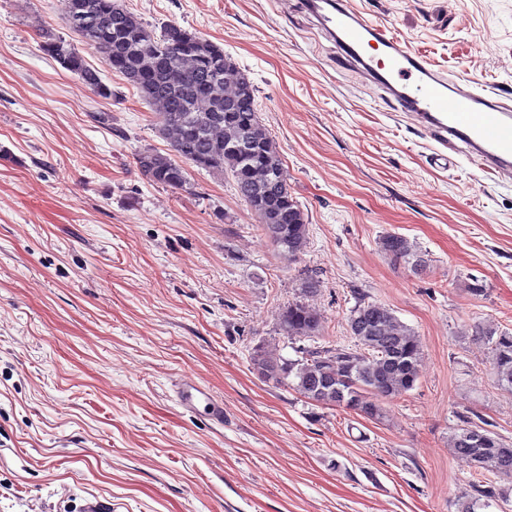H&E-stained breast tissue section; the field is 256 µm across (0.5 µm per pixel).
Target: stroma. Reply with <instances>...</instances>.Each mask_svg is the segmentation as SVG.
I'll use <instances>...</instances> for the list:
<instances>
[{"label": "stroma", "instance_id": "35a3bbf8", "mask_svg": "<svg viewBox=\"0 0 512 512\" xmlns=\"http://www.w3.org/2000/svg\"><path fill=\"white\" fill-rule=\"evenodd\" d=\"M409 48L512 93V0H350ZM153 28L222 46L256 88L309 222L279 254L228 177L188 166L172 189L136 164L168 151L160 105L92 49L104 99L44 55L74 41L60 0H0V512H512V478L456 455L463 420L512 445V390L487 329L512 330V183L449 152L363 81L303 0H124ZM109 115L100 123V115ZM425 264L394 261L384 236ZM316 290L302 292L305 280ZM302 302L311 338L284 336ZM390 308L422 343L416 388L368 420L266 381L251 357L353 347L351 310ZM224 403L180 408L176 379ZM318 325L317 313L301 303L289 304L280 314L281 331L288 337H312ZM176 400L181 408L199 412L212 424H224V405L218 402L201 382L194 378H179L174 384ZM473 493L467 497L461 512H476L478 508L489 507V501L496 498V489L493 486L472 484Z\"/></svg>", "mask_w": 512, "mask_h": 512}]
</instances>
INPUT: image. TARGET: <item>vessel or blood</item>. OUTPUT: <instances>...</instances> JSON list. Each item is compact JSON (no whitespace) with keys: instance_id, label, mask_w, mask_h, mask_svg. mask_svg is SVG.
<instances>
[{"instance_id":"1","label":"vessel or blood","mask_w":512,"mask_h":512,"mask_svg":"<svg viewBox=\"0 0 512 512\" xmlns=\"http://www.w3.org/2000/svg\"><path fill=\"white\" fill-rule=\"evenodd\" d=\"M305 7L349 64L411 113L434 141L435 160H447L449 150L459 148L481 169L512 179V96L436 68L390 28L353 10L348 0H305ZM174 393L184 410L223 424L224 405L203 383L178 379Z\"/></svg>"}]
</instances>
